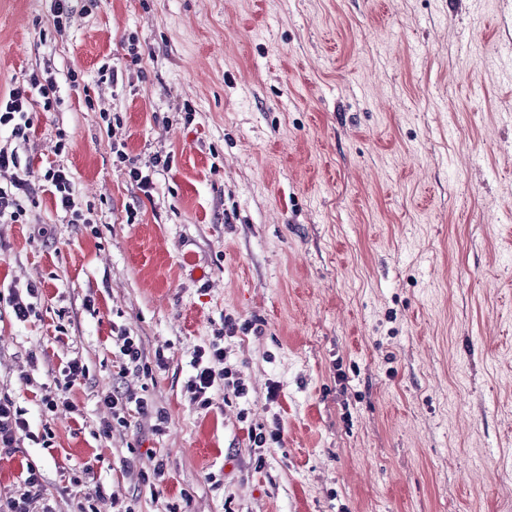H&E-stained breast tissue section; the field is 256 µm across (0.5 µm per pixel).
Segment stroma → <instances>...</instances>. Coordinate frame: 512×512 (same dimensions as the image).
<instances>
[{
  "label": "stroma",
  "instance_id": "stroma-1",
  "mask_svg": "<svg viewBox=\"0 0 512 512\" xmlns=\"http://www.w3.org/2000/svg\"><path fill=\"white\" fill-rule=\"evenodd\" d=\"M511 47L512 0H75L61 34L47 0H0V96L35 75L59 98L30 140L0 131L35 189L0 223V398L51 432L0 448V512L30 467L29 512L95 489L97 512H512ZM116 140L169 158L151 196ZM58 163L89 223L44 190ZM29 285L19 322L1 296ZM216 340L246 394L203 410L190 360ZM73 358L77 413H44ZM112 388L166 431L100 434ZM116 344L122 360L128 365L134 364L135 367L142 366V370L147 375L152 374V367L146 363L142 364L141 341L138 336H132L126 329H119L117 332ZM246 429L251 448H269L268 445L280 442V429L267 430L261 424H249ZM146 455L151 464L149 468L140 471V478L146 487L153 490L158 483L165 479L166 463L163 457H157L153 452H147Z\"/></svg>",
  "mask_w": 512,
  "mask_h": 512
}]
</instances>
